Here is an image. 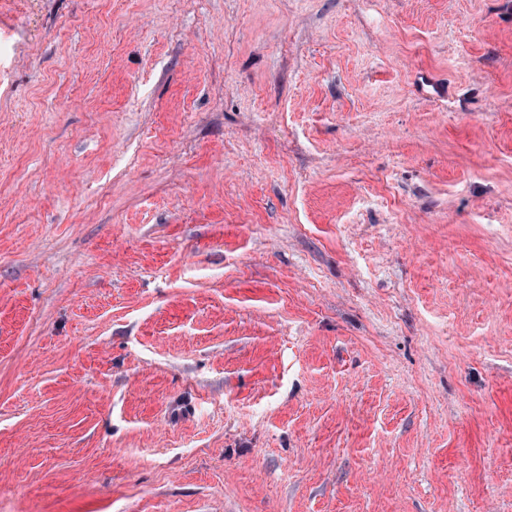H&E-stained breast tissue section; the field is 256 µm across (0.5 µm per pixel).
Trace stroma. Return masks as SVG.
Returning <instances> with one entry per match:
<instances>
[{"label": "stroma", "mask_w": 512, "mask_h": 512, "mask_svg": "<svg viewBox=\"0 0 512 512\" xmlns=\"http://www.w3.org/2000/svg\"><path fill=\"white\" fill-rule=\"evenodd\" d=\"M0 512H512V0H0Z\"/></svg>", "instance_id": "35a3bbf8"}]
</instances>
